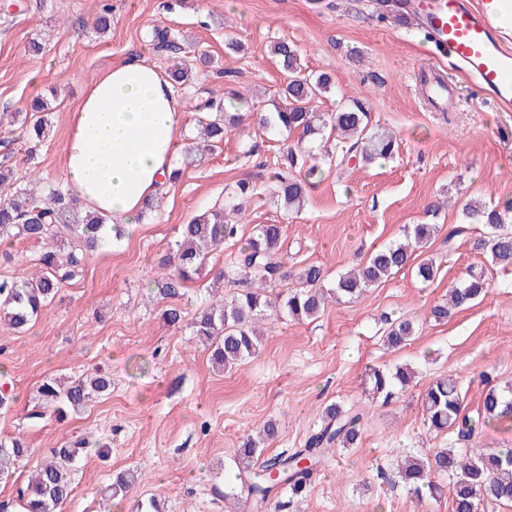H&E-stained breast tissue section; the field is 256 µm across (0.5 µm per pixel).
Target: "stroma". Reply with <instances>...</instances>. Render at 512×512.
I'll return each mask as SVG.
<instances>
[{
  "label": "stroma",
  "instance_id": "1",
  "mask_svg": "<svg viewBox=\"0 0 512 512\" xmlns=\"http://www.w3.org/2000/svg\"><path fill=\"white\" fill-rule=\"evenodd\" d=\"M107 4L111 27L102 33L95 20ZM156 29L178 34L177 46L155 48ZM228 34L242 51L225 48ZM278 40L294 44L309 71L330 76L333 87L318 111H336L356 96L372 123L395 131L393 159L341 172L324 167L304 209L289 213L274 204L265 177L290 139L247 120L221 148L185 167L139 224L90 255L29 330L0 327V384L15 396L0 408V438H22L29 449L16 480L0 482L5 512L15 506L19 481L52 448L81 439L89 451L62 512H103L102 488L128 469L145 478L112 512H131L152 498L164 512H231L224 485L246 436L270 420L278 432L266 454L303 447L328 405L368 406L367 368L405 363L416 371L414 387L390 404L369 406L357 447L333 449L292 512H452L445 494L416 504L396 476V460L404 451L430 454L457 444L454 434L436 436L423 425L419 395L436 378H456L470 412L490 386L512 385V272L491 271L488 296L448 322L430 316L468 267L486 263L472 248L482 227L467 223L461 201L512 199V112L496 111L471 77L426 52L424 30L380 9L378 0H0V156L10 155L20 183L33 172L62 184L71 112L92 80L134 54L164 73L176 57H211L178 91L181 103L199 94L223 100L232 84L271 110L283 83L270 54ZM34 41L40 52H30ZM432 66L454 81L456 104L445 112L431 109L416 83ZM38 96L48 104L50 131L30 162L19 134ZM239 181L255 187L242 200V235L256 224L282 225L287 267L320 265L331 283L373 248L399 239L406 225L464 232L451 245L441 235L431 242L434 283L420 284L405 270L359 301L329 303L316 320L272 315L259 353L218 373L189 328L167 325L164 303L147 286L181 225L222 206L226 188ZM7 250L0 279L38 275L41 243L18 237ZM388 317L416 321L406 348L383 347ZM98 367L112 376L108 396L63 418L40 405L44 380Z\"/></svg>",
  "mask_w": 512,
  "mask_h": 512
}]
</instances>
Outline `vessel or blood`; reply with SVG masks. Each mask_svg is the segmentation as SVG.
<instances>
[{
	"label": "vessel or blood",
	"mask_w": 512,
	"mask_h": 512,
	"mask_svg": "<svg viewBox=\"0 0 512 512\" xmlns=\"http://www.w3.org/2000/svg\"><path fill=\"white\" fill-rule=\"evenodd\" d=\"M408 14L429 33L435 51L491 92L498 111L512 112V36L498 27L512 15V0H410ZM421 89L434 106L454 92L434 71L425 74Z\"/></svg>",
	"instance_id": "vessel-or-blood-1"
}]
</instances>
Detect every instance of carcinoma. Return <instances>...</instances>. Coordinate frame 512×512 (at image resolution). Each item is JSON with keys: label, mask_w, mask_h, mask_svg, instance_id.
Returning a JSON list of instances; mask_svg holds the SVG:
<instances>
[{"label": "carcinoma", "mask_w": 512, "mask_h": 512, "mask_svg": "<svg viewBox=\"0 0 512 512\" xmlns=\"http://www.w3.org/2000/svg\"><path fill=\"white\" fill-rule=\"evenodd\" d=\"M280 72L285 76L282 104L261 118L262 125L272 131L299 133L296 143L288 146L289 172H274L273 197L290 212L302 209L312 179L321 170L320 163L341 167L351 161L372 164L392 157L396 137L385 128L371 125L365 103L353 98L336 112H318L313 103L331 90V78L325 73L306 71L300 55L292 45L278 41L271 46ZM194 64L178 61L170 69L173 85L186 82ZM229 103L206 99L197 105L210 113L202 123L203 138L217 147L224 137L240 125L239 110L253 111L256 103L237 89L225 92ZM31 110L38 113L25 126L27 142L42 141L47 127L41 113L47 103L36 99ZM0 187L10 192L0 197V240L18 236L39 241L43 251L39 257L43 274L36 280H0V324L16 331L29 329L52 302L70 272L78 267L84 255L106 243L101 236L106 218L92 213L84 216L73 210L61 188L47 184L39 196L17 185L12 165L0 161ZM253 191L240 182L228 192L224 206L193 217L181 228L180 239L172 254L160 265V278L151 291L160 299L175 300L188 284L202 278L206 271L209 249L221 245L237 247L228 265L214 279L231 287L246 286L230 298L203 304L189 323L192 336L210 352L211 360L222 369L233 368L253 357L260 343L259 325L272 313L283 309L293 319H315L331 301L353 302L369 288L380 284L392 274L410 266L417 280L432 283L438 267L430 259L413 263L415 250L428 244L440 230L437 224H413L405 233V241L376 249L368 260L340 274L334 287L326 286L321 266L309 264L292 273L279 255L282 228L279 224H256L246 240L239 239L242 209L236 199ZM466 218L482 224L484 231L473 247L487 257L493 267L512 268V199L499 206H463ZM293 279L300 289L291 291L281 302L264 294L267 281L273 278ZM491 281L485 270H469L448 289V299L435 304L431 314L437 321L448 319L451 312L471 308L484 299ZM415 334V323L399 318L390 323L384 343L391 349L408 345ZM373 402L387 405L398 398L412 382V371L406 366L393 369L372 367L367 373ZM112 388L109 372L97 369L65 385L47 379L39 387L46 405L59 415L80 411L90 401L108 394ZM423 422L436 433L457 431L459 440L468 441L479 428L493 420L512 417V389L490 387L481 400L477 415L464 411L457 381L442 377L433 381L422 397ZM363 413L332 404L325 409L320 430L307 441V447L291 453L262 458V445L275 437L271 422L262 433L246 439L238 449V473L229 495L244 503H252L262 512H284L288 499L298 498L307 489L313 468L324 462L332 448H352L361 437ZM28 454L21 439L0 440V482L13 477L12 468ZM87 454L83 440L52 449L49 461L27 476L26 484L17 491V502L23 512H59L73 492L72 475L79 461ZM400 480L422 502L424 495L442 494L438 477L450 480L449 492L453 512H478L484 501L512 503V448L469 450L439 448L425 457L405 456L397 460ZM142 479L139 471L117 473L107 486L104 497L111 502L122 501Z\"/></svg>", "instance_id": "cac0c4a2"}]
</instances>
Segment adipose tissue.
Here are the masks:
<instances>
[{"mask_svg": "<svg viewBox=\"0 0 512 512\" xmlns=\"http://www.w3.org/2000/svg\"><path fill=\"white\" fill-rule=\"evenodd\" d=\"M181 109L168 79L137 58L93 80L70 116L68 193L113 223H137L173 170Z\"/></svg>", "mask_w": 512, "mask_h": 512, "instance_id": "1", "label": "adipose tissue"}]
</instances>
